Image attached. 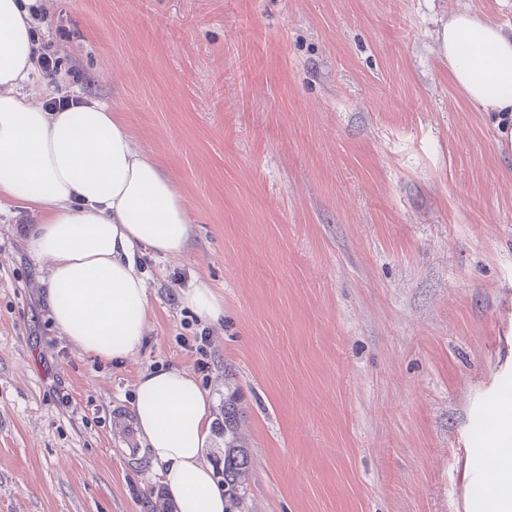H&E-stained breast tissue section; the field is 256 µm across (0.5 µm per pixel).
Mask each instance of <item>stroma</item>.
I'll return each mask as SVG.
<instances>
[{
    "label": "stroma",
    "mask_w": 512,
    "mask_h": 512,
    "mask_svg": "<svg viewBox=\"0 0 512 512\" xmlns=\"http://www.w3.org/2000/svg\"><path fill=\"white\" fill-rule=\"evenodd\" d=\"M58 60L37 103L107 102L182 194L187 252L145 255L140 351L105 362L53 326L0 199V512H154L114 445L140 375L194 370L243 407L242 512H505L512 426V156L453 84L439 34L512 0H37ZM202 282L224 320L179 301ZM492 417L490 427L476 420Z\"/></svg>",
    "instance_id": "35a3bbf8"
}]
</instances>
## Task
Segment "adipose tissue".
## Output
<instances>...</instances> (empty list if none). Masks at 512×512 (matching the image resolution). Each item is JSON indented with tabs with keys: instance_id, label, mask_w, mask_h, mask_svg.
Here are the masks:
<instances>
[{
	"instance_id": "ef3b65f1",
	"label": "adipose tissue",
	"mask_w": 512,
	"mask_h": 512,
	"mask_svg": "<svg viewBox=\"0 0 512 512\" xmlns=\"http://www.w3.org/2000/svg\"><path fill=\"white\" fill-rule=\"evenodd\" d=\"M33 2L0 0V197L39 215L25 246L46 272L55 328L83 353L124 360L146 335L148 286L139 260L187 251L188 208L156 159L133 148L107 104L82 98L51 109L29 100L24 88L40 55ZM440 41L452 80L491 115L498 150L511 154L512 29L462 12ZM179 300L202 321L224 317L223 301L206 284L182 290ZM133 411L180 512H226L204 461L210 398L195 377L178 368L146 372Z\"/></svg>"
}]
</instances>
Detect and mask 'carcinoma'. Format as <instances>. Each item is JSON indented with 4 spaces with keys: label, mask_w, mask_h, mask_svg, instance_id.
<instances>
[{
    "label": "carcinoma",
    "mask_w": 512,
    "mask_h": 512,
    "mask_svg": "<svg viewBox=\"0 0 512 512\" xmlns=\"http://www.w3.org/2000/svg\"><path fill=\"white\" fill-rule=\"evenodd\" d=\"M243 411L236 397L224 400V422L218 424L219 432L224 435V457L222 464L216 465L217 474L224 487V498L229 503V512L242 503L246 492V480L251 459L246 448L237 444V432Z\"/></svg>",
    "instance_id": "cac0c4a2"
}]
</instances>
